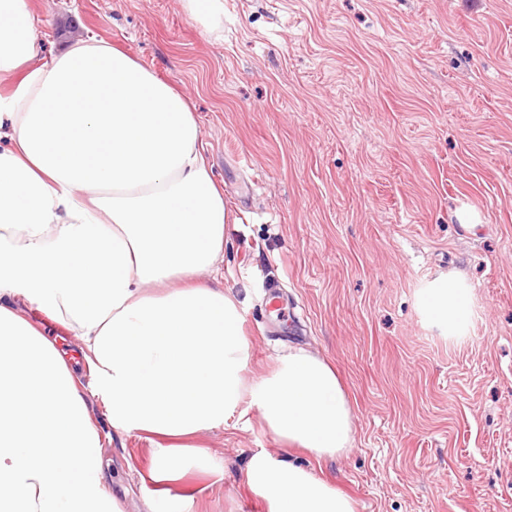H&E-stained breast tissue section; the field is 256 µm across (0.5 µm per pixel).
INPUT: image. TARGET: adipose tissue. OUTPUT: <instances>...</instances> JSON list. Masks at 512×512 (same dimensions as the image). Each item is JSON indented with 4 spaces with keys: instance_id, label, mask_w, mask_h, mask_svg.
Returning <instances> with one entry per match:
<instances>
[{
    "instance_id": "ef3b65f1",
    "label": "adipose tissue",
    "mask_w": 512,
    "mask_h": 512,
    "mask_svg": "<svg viewBox=\"0 0 512 512\" xmlns=\"http://www.w3.org/2000/svg\"><path fill=\"white\" fill-rule=\"evenodd\" d=\"M232 220L184 93L101 39L45 55L30 0H0V512H121L79 381L17 298L81 342L113 429L159 438L156 478L253 409L283 445L349 448L353 406L325 359L295 349L247 383L240 302L198 279ZM423 307L460 335L465 278ZM245 476L268 512H356L285 453L253 452Z\"/></svg>"
}]
</instances>
